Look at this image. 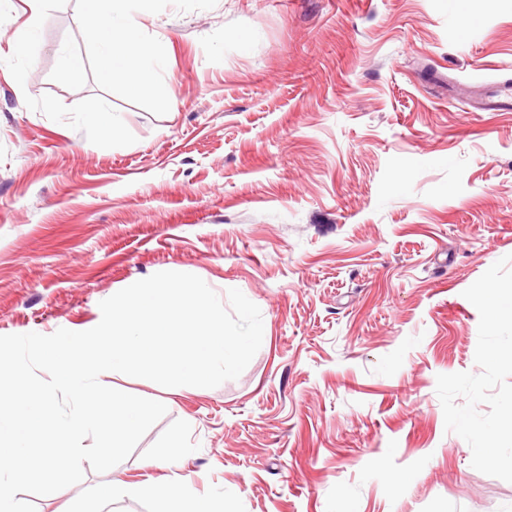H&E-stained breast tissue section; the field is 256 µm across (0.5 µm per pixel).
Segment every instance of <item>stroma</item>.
Here are the masks:
<instances>
[{
    "label": "stroma",
    "mask_w": 512,
    "mask_h": 512,
    "mask_svg": "<svg viewBox=\"0 0 512 512\" xmlns=\"http://www.w3.org/2000/svg\"><path fill=\"white\" fill-rule=\"evenodd\" d=\"M23 8L0 0V335L89 330L168 268L263 320L218 387L105 378L166 415L36 512H159L90 494L175 474L224 512H512L436 394L478 372L464 292L512 254V112L470 105L512 82V0H147L164 70L115 85L82 0L28 56ZM177 433L175 466H152Z\"/></svg>",
    "instance_id": "35a3bbf8"
}]
</instances>
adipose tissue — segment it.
Masks as SVG:
<instances>
[{
	"label": "adipose tissue",
	"instance_id": "obj_1",
	"mask_svg": "<svg viewBox=\"0 0 512 512\" xmlns=\"http://www.w3.org/2000/svg\"><path fill=\"white\" fill-rule=\"evenodd\" d=\"M130 0H83L85 12L100 29L96 45L103 62L101 75L108 83L129 78L155 80L163 67L161 48L146 39L129 7ZM99 499L117 495H150L163 505L162 512H215L212 503L192 496L187 490L152 483L126 484L93 491Z\"/></svg>",
	"mask_w": 512,
	"mask_h": 512
}]
</instances>
